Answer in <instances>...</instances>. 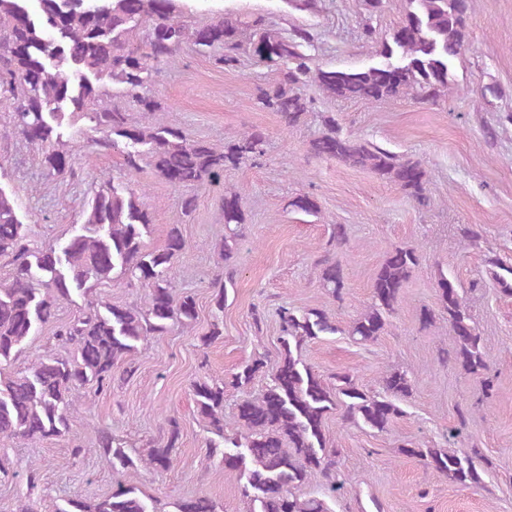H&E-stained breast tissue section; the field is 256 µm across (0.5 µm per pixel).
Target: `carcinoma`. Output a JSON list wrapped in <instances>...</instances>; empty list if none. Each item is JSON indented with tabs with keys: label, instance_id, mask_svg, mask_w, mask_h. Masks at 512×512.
Masks as SVG:
<instances>
[{
	"label": "carcinoma",
	"instance_id": "obj_1",
	"mask_svg": "<svg viewBox=\"0 0 512 512\" xmlns=\"http://www.w3.org/2000/svg\"><path fill=\"white\" fill-rule=\"evenodd\" d=\"M0 0V99L9 101V128L41 151V163L51 175L75 171L60 128L65 113L86 120L98 152H119L126 176L152 158L156 174L174 187L194 190L220 182L224 170L265 154L262 132L244 131L224 148L187 139L181 127L166 117V106L151 89L152 73L172 63L181 46L191 41L202 53H213L215 64L237 63L238 21L224 17L189 29L180 19L181 0ZM401 23L381 43V60L363 69L322 70L303 51L311 34L305 28L283 37L271 30L259 33L254 51L268 62L282 65L275 83L263 93L265 107L276 112L286 128L297 126L312 102L301 85L312 79L333 97L385 100L414 94L435 100L446 95L448 75L468 36L467 18L474 0H407ZM145 31L139 36V31ZM55 72H50L49 67ZM134 102L149 121L132 119L108 106L103 82ZM309 153L326 160L370 170L399 186L420 204L427 202V172L417 162L363 139L340 134L334 127L309 143ZM228 234L221 247L229 261L244 224L240 198L227 192L222 199ZM153 223L145 190L128 182L104 179L83 210V222L64 242L38 252L27 247V227L15 202L0 188V255L12 260V273L0 280V437L31 442L58 439L69 432L73 417L70 392L91 385L98 392L112 389L117 370L130 376L132 357L149 336H160L179 322L193 323L196 301L177 299L170 278L185 250L178 227L170 228L163 247L145 249L144 233ZM420 256L413 247L393 250L371 281V304L347 329L360 344L373 342L389 325V317ZM487 264L502 292L512 294V268L496 258ZM319 283L338 298L344 288L339 261H318ZM116 279L149 286L142 307L117 305L97 296L98 286ZM78 296L85 309L74 319L53 324L55 308ZM437 296L456 336L453 363L463 371L487 370L481 337L455 280L439 273ZM280 348L269 382L260 397L243 401L233 426L224 421V385L199 379L192 385L198 417L213 437L206 457L224 463V470L243 480L242 492L250 512H329L325 500L303 497L300 488L313 478L326 481L334 493L339 449L327 445L325 419L343 407L347 423L363 424L379 432L402 415L396 400L412 392L405 370L383 377L385 395L360 387L347 372L328 382L304 364L302 349L323 334L339 331L321 309L301 315L288 308L278 312ZM53 338L71 349L68 356L48 355L22 371L11 369L28 342L45 326ZM267 367L258 357L235 374L234 385L247 386ZM181 436L175 420L168 421L166 441L147 448L140 461L155 471L174 464L173 449ZM98 451L114 471L135 467L134 460L112 434L98 432ZM426 467L460 485H478L481 475L472 459L450 448H404ZM40 467L26 470L27 493L18 512H35ZM53 512H167L158 501L147 503L133 486L118 484L94 499L71 497L54 505ZM172 512H218L205 498L182 499Z\"/></svg>",
	"mask_w": 512,
	"mask_h": 512
}]
</instances>
